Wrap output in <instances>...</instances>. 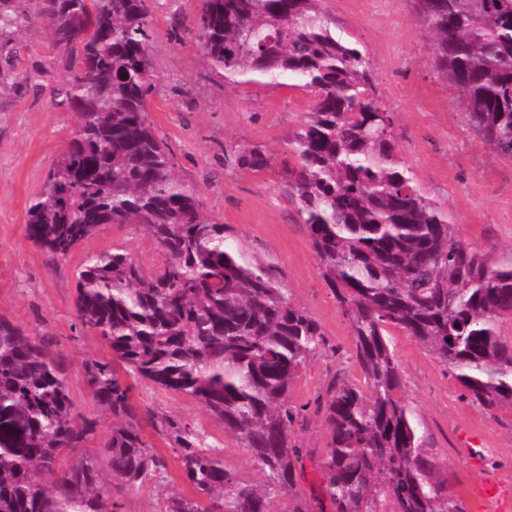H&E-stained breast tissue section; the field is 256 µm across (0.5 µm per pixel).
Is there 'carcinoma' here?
Returning <instances> with one entry per match:
<instances>
[{"instance_id":"obj_1","label":"carcinoma","mask_w":512,"mask_h":512,"mask_svg":"<svg viewBox=\"0 0 512 512\" xmlns=\"http://www.w3.org/2000/svg\"><path fill=\"white\" fill-rule=\"evenodd\" d=\"M17 2L0 0V36L33 21L48 28L63 71L52 98L74 122L29 205L27 238L57 259L105 224H137L164 261L148 275L114 249L77 274L80 325L112 351L84 363L96 404L112 416L101 441L98 422L76 414L49 342L0 316V512H122L167 469L145 425L193 493L167 495L161 512H465L399 395L389 336L398 330L427 348L473 404L512 405V336L501 332L512 317V260L469 247L423 194L398 154L366 51L336 30L323 0H201L192 27L226 83L250 76L314 95L288 130L281 178L349 318L369 394L333 382L301 406L289 391L327 340L176 176L147 113L156 89L150 0H34L30 13ZM410 3L468 127L512 160V0ZM235 163L262 170L270 158L253 145ZM127 375L194 398L237 439L262 483L240 482L204 429L141 406ZM315 417L329 436L318 460L295 435ZM96 440V454L62 464L66 451ZM306 459L321 475L308 493Z\"/></svg>"}]
</instances>
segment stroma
I'll list each match as a JSON object with an SVG mask.
<instances>
[{
	"instance_id": "obj_1",
	"label": "stroma",
	"mask_w": 512,
	"mask_h": 512,
	"mask_svg": "<svg viewBox=\"0 0 512 512\" xmlns=\"http://www.w3.org/2000/svg\"><path fill=\"white\" fill-rule=\"evenodd\" d=\"M199 0H151V54L157 89L148 116L165 143L180 179L194 185L204 215L224 224L237 246L268 263L290 301L322 326L329 348L294 381L288 400L299 406L325 392L333 378L361 382L349 321L323 282L308 233L296 217L276 168L254 171L233 160L239 146L262 147L282 159L284 136L312 107L310 93L256 83H225L202 55L192 31ZM337 26L364 47L378 93L393 117L398 152L418 186L452 217L462 239L494 257H512V161L497 157L465 123L455 91L429 64V38L409 0H325ZM0 54V315L30 332L51 337L60 356L75 410L98 419L99 435L112 420L86 384L85 359L110 351L82 329L74 306L75 274L88 255L127 251L154 272L162 255L152 236L134 224H107L68 257L49 259L27 238L30 201L70 140V112L57 108L50 88L61 77L47 70L53 50L48 30L32 23L7 34ZM20 72L37 85L18 82ZM403 396L416 410L440 465H451L449 492L468 498L492 468L503 472L498 497L512 504V406L486 412L462 396L456 379L411 337L394 333ZM137 400L205 429L224 449L225 464L248 484L260 472L237 440L187 395L141 384ZM490 464L462 451L471 431ZM186 490L177 464L167 477L147 483L124 512H157L164 495Z\"/></svg>"
}]
</instances>
